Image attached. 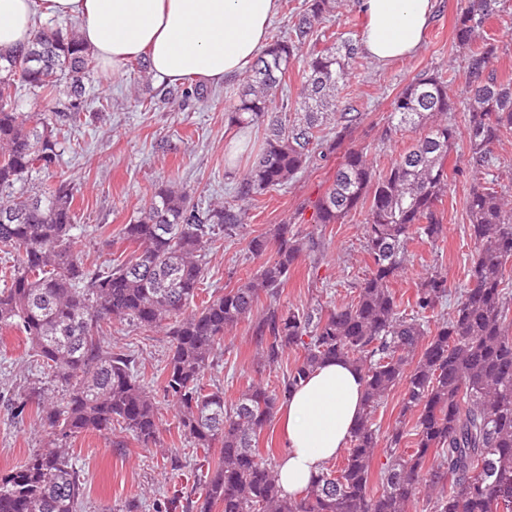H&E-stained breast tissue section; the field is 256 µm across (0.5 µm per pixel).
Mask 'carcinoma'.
Returning a JSON list of instances; mask_svg holds the SVG:
<instances>
[{
  "mask_svg": "<svg viewBox=\"0 0 512 512\" xmlns=\"http://www.w3.org/2000/svg\"><path fill=\"white\" fill-rule=\"evenodd\" d=\"M500 2L460 0L455 33L467 63V164L476 175L489 167L494 145L512 137V84L493 73L494 45L475 43ZM332 9L333 0H306L288 35L271 40L251 82L225 105L231 125L267 129L238 183V202L201 210L184 191L159 187L121 229L134 245L129 258L102 270L87 268L74 247L72 188L62 182L46 196L28 187L33 175L55 164L62 128L44 121L37 131L16 101L20 85L55 100L68 79L62 121L70 128L87 123L81 75L95 60L78 31L48 26L36 28L31 44L0 53V252L12 259L11 286L0 290V327L25 335L27 355L63 392L60 403L39 396L38 417L56 442L0 475V512H82L83 483L63 444L69 437L117 427L145 447L156 441L160 408L134 356L99 335L100 324L112 321L168 328L160 387L207 466L204 510L217 504L221 512H410L423 497L429 512H512V292L504 287L512 200L496 180L477 183L470 194L469 235L477 251L448 317L435 318L452 296L439 271L405 305L391 289L408 241L432 242L444 231L438 204L448 193L447 160L457 132L446 120L427 125L453 108L440 75L421 74L393 101L385 138L423 130L415 143L380 175L363 149L347 148L332 184L314 202L312 224H338L369 203L362 238L370 265L351 302L314 312L277 305L292 267L321 243L275 224L247 242L251 254L273 247L275 257L247 282L195 304L207 252L217 235H237L246 203L288 184L323 154L327 128L336 130L332 149L359 124L361 113L339 108L338 89L360 44L323 29ZM300 57V106L272 109ZM263 295L270 302L253 325L260 364L277 367L290 350L302 355L279 390L253 382L228 404L222 391L206 387L205 370L226 331L249 318ZM331 359L361 374L363 413L341 462L325 466L304 495L287 497L273 459L256 443L280 401ZM396 388L404 391L400 415L416 416L413 447H402L403 431L392 433L375 490L374 415Z\"/></svg>",
  "mask_w": 512,
  "mask_h": 512,
  "instance_id": "carcinoma-1",
  "label": "carcinoma"
}]
</instances>
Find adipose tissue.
Masks as SVG:
<instances>
[{
	"label": "adipose tissue",
	"mask_w": 512,
	"mask_h": 512,
	"mask_svg": "<svg viewBox=\"0 0 512 512\" xmlns=\"http://www.w3.org/2000/svg\"><path fill=\"white\" fill-rule=\"evenodd\" d=\"M40 5L78 21L85 47L105 67L116 71L143 57L164 82L217 86L268 46L278 0H0V52L29 43ZM359 7L367 20L363 47L386 63L419 48L434 0H360ZM362 392L357 370L327 361L281 404L287 448L277 469L286 496L300 494L340 458L361 414Z\"/></svg>",
	"instance_id": "obj_1"
}]
</instances>
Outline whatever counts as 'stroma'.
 I'll use <instances>...</instances> for the list:
<instances>
[{"label":"stroma","instance_id":"obj_1","mask_svg":"<svg viewBox=\"0 0 512 512\" xmlns=\"http://www.w3.org/2000/svg\"><path fill=\"white\" fill-rule=\"evenodd\" d=\"M460 0H435L432 20L420 48L411 56L386 64L361 54L351 67L341 90L343 100L361 112L352 135L356 147L365 149L376 172H385L398 154L413 141L403 131L385 138L384 130L398 93L424 72H439L448 81V94L457 105L449 113L458 137L448 156L451 187L443 200L444 233L436 241L418 239L408 245L410 262L393 281L396 296L410 297L417 284L432 271H442L450 288L463 287L475 254L468 232L467 200L476 181L467 170L468 123L465 105V59L455 44ZM497 48L492 68L502 82H512V0H501L499 13L485 27ZM239 75L221 86H204L201 95L183 98L182 87L152 75L122 67L111 72L96 67L84 76L88 108L87 124L60 139L54 167L39 176L40 190L52 191L60 182L70 183L74 193L76 248L88 266L107 267L128 258L132 247L119 231L148 201L158 187L174 185L188 192L191 204L202 208L233 200L236 187L264 141V130L230 126L224 103L247 82ZM109 98L111 109L97 111L99 98ZM151 101L143 110L142 101ZM341 150L328 151L280 190L260 197L249 206L248 220L233 238L221 239L207 257L205 294L237 287L253 277L264 259L251 256L247 241L272 225L290 223L301 233L322 240L321 252L299 261L280 291L278 304L306 310L347 302L365 277L370 259L363 249L362 224L366 209L358 207L339 224H313L312 204L331 184ZM102 333L113 346L131 351L137 369L153 385L155 397L169 352L165 331L145 332L125 322L103 324ZM27 342L17 330H0V391L13 398L34 399L43 385L37 368L20 357ZM257 345L252 323L245 320L228 330L224 345L205 372L211 388L234 401L254 381L275 387L281 370H257ZM51 436L36 414L13 418L0 402V474L23 464L36 450L48 447ZM72 460L86 484L83 512H155L156 504L192 498L201 504V493L192 485L195 461L191 442L181 432L178 416L170 405L160 410L155 444L143 446L130 434L83 433L68 443Z\"/></svg>","mask_w":512,"mask_h":512}]
</instances>
